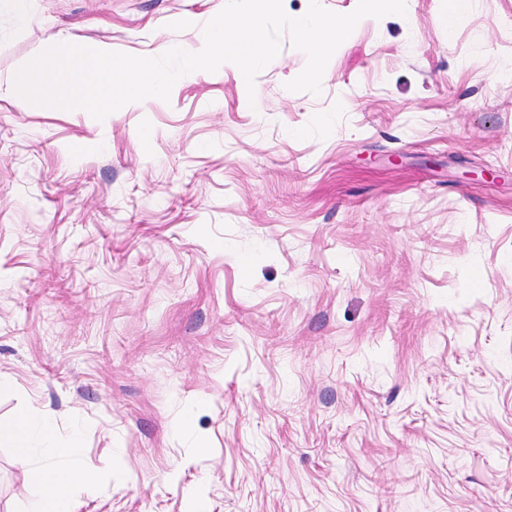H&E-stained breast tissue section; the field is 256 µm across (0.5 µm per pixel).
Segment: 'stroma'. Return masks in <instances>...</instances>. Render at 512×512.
I'll list each match as a JSON object with an SVG mask.
<instances>
[{
    "instance_id": "1",
    "label": "stroma",
    "mask_w": 512,
    "mask_h": 512,
    "mask_svg": "<svg viewBox=\"0 0 512 512\" xmlns=\"http://www.w3.org/2000/svg\"><path fill=\"white\" fill-rule=\"evenodd\" d=\"M226 0L0 11L198 47ZM363 18L321 95L282 50L97 121L0 99V425L38 408L76 512H512V0ZM0 443V512L46 490Z\"/></svg>"
}]
</instances>
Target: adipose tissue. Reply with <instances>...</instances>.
Listing matches in <instances>:
<instances>
[{
    "mask_svg": "<svg viewBox=\"0 0 512 512\" xmlns=\"http://www.w3.org/2000/svg\"><path fill=\"white\" fill-rule=\"evenodd\" d=\"M36 428L46 435L51 432V426L43 418L40 410L32 407L13 423L0 426V442L4 440L10 442L18 458H26L29 453L28 436ZM44 453V464L31 470L30 477L34 482L48 486L51 493L49 496L32 501L26 512H74L72 490L75 486L89 480L88 470L77 461L65 468L56 466L57 458L70 455V448L52 445L45 448Z\"/></svg>",
    "mask_w": 512,
    "mask_h": 512,
    "instance_id": "ef3b65f1",
    "label": "adipose tissue"
}]
</instances>
